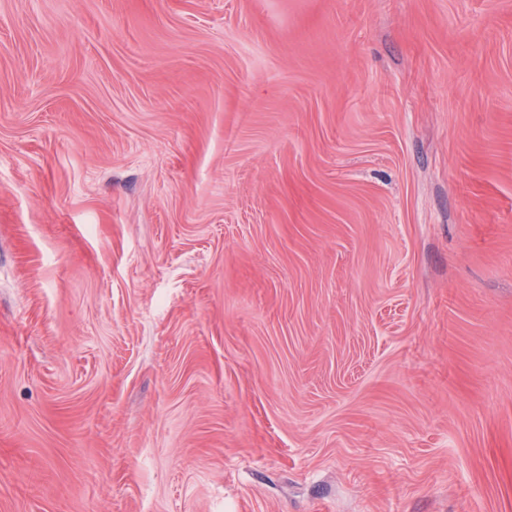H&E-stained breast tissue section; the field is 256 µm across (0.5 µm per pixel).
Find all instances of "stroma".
I'll return each instance as SVG.
<instances>
[{
  "label": "stroma",
  "instance_id": "obj_1",
  "mask_svg": "<svg viewBox=\"0 0 512 512\" xmlns=\"http://www.w3.org/2000/svg\"><path fill=\"white\" fill-rule=\"evenodd\" d=\"M0 512H512V0H0Z\"/></svg>",
  "mask_w": 512,
  "mask_h": 512
}]
</instances>
